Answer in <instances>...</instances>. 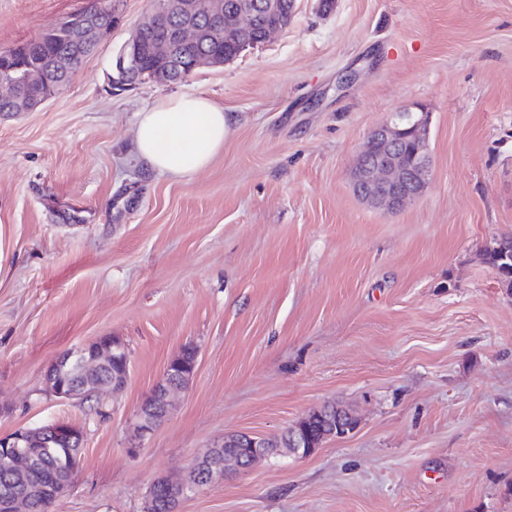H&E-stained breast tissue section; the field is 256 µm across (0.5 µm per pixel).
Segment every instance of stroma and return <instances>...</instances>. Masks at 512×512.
<instances>
[{"mask_svg":"<svg viewBox=\"0 0 512 512\" xmlns=\"http://www.w3.org/2000/svg\"><path fill=\"white\" fill-rule=\"evenodd\" d=\"M88 0H0V49ZM119 21L69 87L0 112V435L82 431L50 512H146L161 476L326 403L360 418L315 454L263 459L179 512H512V289L483 253L512 234V0H296L291 24L181 82L111 91ZM355 81L341 85L346 71ZM203 95L231 118L203 172L136 151L137 114ZM430 115L431 180L389 213L351 171L391 113ZM116 336L124 390L59 402L63 353ZM188 389L129 455L166 364ZM42 434L45 446L52 443L61 448H68L69 455L65 458L64 465H67L71 470H76L80 461V452L83 446L82 432L63 421H56L46 424L37 428ZM70 448H77V451H72Z\"/></svg>","mask_w":512,"mask_h":512,"instance_id":"1","label":"stroma"}]
</instances>
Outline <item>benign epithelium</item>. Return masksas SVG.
Instances as JSON below:
<instances>
[{
  "mask_svg": "<svg viewBox=\"0 0 512 512\" xmlns=\"http://www.w3.org/2000/svg\"><path fill=\"white\" fill-rule=\"evenodd\" d=\"M202 6L214 20L216 40H224V0H194L189 5L175 3L173 0H149V9L143 20L125 42L120 53L113 58L115 70L121 80L119 86L126 89L135 85L133 79L137 78L138 45L144 32L157 33L154 49L160 54L169 56L178 46L192 43L199 36L198 29L189 21L178 27L171 26L170 17L173 11L180 8L194 14ZM97 15L98 9L92 3L63 20L70 30L73 41L82 47L79 55L81 60L86 58V51L99 45L101 37L108 29V26L98 24ZM401 132L403 129L393 117L376 128L368 138V142L376 146V159L369 158L364 163L359 161L353 170V187L361 194V199L388 212H394L406 203L419 198L431 176V169L427 162L414 170L404 167L398 150ZM123 354H125V344L122 340L104 336L94 342V347L76 348L70 352L69 357L76 359L81 367L91 369L97 367L103 360H118ZM185 389L186 386L170 383L163 378L157 382L152 392L139 406L138 422L131 436L130 452L139 451L141 443L167 416L172 397ZM97 391V387L86 382L66 380L57 376L54 371H48L45 392L57 400L84 399ZM315 419L329 421L331 431L314 441L309 433L308 422ZM357 423L358 418L354 412L343 406L327 403L309 412L291 426L288 429V442L292 445L295 455L301 458L307 457L320 448L326 440L337 435L343 437L353 432ZM38 431L46 443L69 449L65 465L72 470L77 469L80 448L83 446V434L78 428L67 422L56 421L38 427ZM28 438L27 430L0 435V459L9 461L15 468H24L32 463L33 453L37 452L45 456L51 452L49 448L32 450L29 448ZM224 446H226L224 456L205 454L185 467L177 478H161L156 481V484L164 489L177 488L184 494L196 482L207 485L220 483L231 473L249 468L271 454L267 440L246 433L225 435Z\"/></svg>",
  "mask_w": 512,
  "mask_h": 512,
  "instance_id": "obj_1",
  "label": "benign epithelium"
}]
</instances>
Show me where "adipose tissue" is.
Wrapping results in <instances>:
<instances>
[{"mask_svg":"<svg viewBox=\"0 0 512 512\" xmlns=\"http://www.w3.org/2000/svg\"><path fill=\"white\" fill-rule=\"evenodd\" d=\"M229 127L223 107L208 97L162 96L138 116L137 153L159 173L196 174L223 151Z\"/></svg>","mask_w":512,"mask_h":512,"instance_id":"ef3b65f1","label":"adipose tissue"}]
</instances>
